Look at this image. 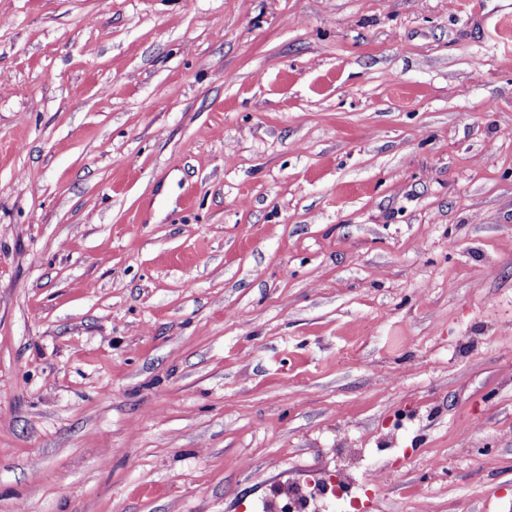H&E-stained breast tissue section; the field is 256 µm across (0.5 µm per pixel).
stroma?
<instances>
[{"instance_id":"35a3bbf8","label":"stroma","mask_w":512,"mask_h":512,"mask_svg":"<svg viewBox=\"0 0 512 512\" xmlns=\"http://www.w3.org/2000/svg\"><path fill=\"white\" fill-rule=\"evenodd\" d=\"M512 0H0V512H512Z\"/></svg>"}]
</instances>
